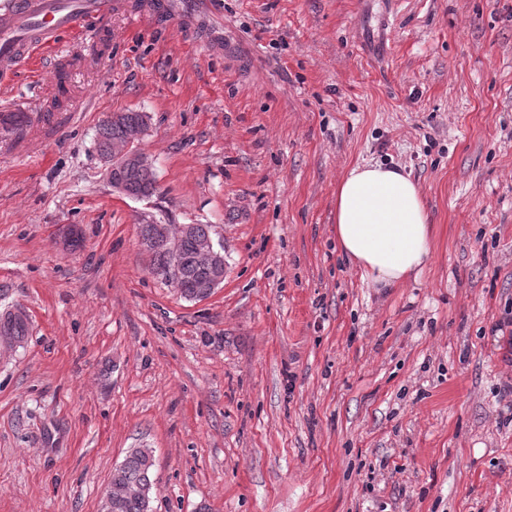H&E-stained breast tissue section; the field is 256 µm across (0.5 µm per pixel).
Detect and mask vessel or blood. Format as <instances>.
I'll use <instances>...</instances> for the list:
<instances>
[{
  "instance_id": "1",
  "label": "vessel or blood",
  "mask_w": 512,
  "mask_h": 512,
  "mask_svg": "<svg viewBox=\"0 0 512 512\" xmlns=\"http://www.w3.org/2000/svg\"><path fill=\"white\" fill-rule=\"evenodd\" d=\"M126 0H5L0 5V75L9 76L35 50L53 45L63 34L126 8ZM155 16L176 12L203 30L213 50L224 44L200 0H152Z\"/></svg>"
}]
</instances>
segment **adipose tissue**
Segmentation results:
<instances>
[{
  "mask_svg": "<svg viewBox=\"0 0 512 512\" xmlns=\"http://www.w3.org/2000/svg\"><path fill=\"white\" fill-rule=\"evenodd\" d=\"M336 241L362 279L394 288L431 256V217L419 186L382 164L352 167L336 186Z\"/></svg>",
  "mask_w": 512,
  "mask_h": 512,
  "instance_id": "ef3b65f1",
  "label": "adipose tissue"
}]
</instances>
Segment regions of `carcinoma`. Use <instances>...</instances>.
I'll return each instance as SVG.
<instances>
[{
	"instance_id": "1",
	"label": "carcinoma",
	"mask_w": 512,
	"mask_h": 512,
	"mask_svg": "<svg viewBox=\"0 0 512 512\" xmlns=\"http://www.w3.org/2000/svg\"><path fill=\"white\" fill-rule=\"evenodd\" d=\"M147 115L129 110L114 112L98 125L94 139V150L98 157L105 158L112 154V145L127 140L129 133L138 128H147ZM112 182L121 185L123 194L132 198H146L159 190L154 171L137 169L127 165L114 164L111 170ZM210 231L207 224L195 225V233L180 239V251L171 255L166 251L155 254L151 272L164 282L178 277L181 297L196 300L203 293L208 275L194 263V254L200 238ZM0 332L10 335L19 342H24L30 332L28 316H20L7 309L0 313ZM154 458L147 448H131L123 461L112 469L109 485L116 487L138 486L153 490L151 471ZM115 512H150V503L140 496L127 498L119 503Z\"/></svg>"
}]
</instances>
